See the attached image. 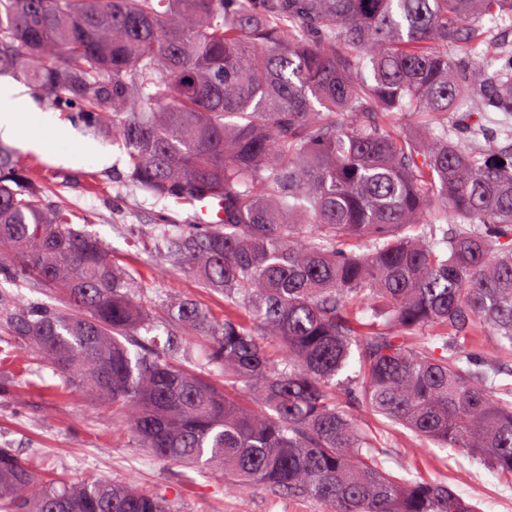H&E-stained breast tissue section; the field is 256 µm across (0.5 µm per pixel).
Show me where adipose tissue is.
I'll return each mask as SVG.
<instances>
[{"label":"adipose tissue","mask_w":512,"mask_h":512,"mask_svg":"<svg viewBox=\"0 0 512 512\" xmlns=\"http://www.w3.org/2000/svg\"><path fill=\"white\" fill-rule=\"evenodd\" d=\"M33 127L51 131L60 141V161L76 165L83 163L88 150L73 148L74 132L58 122L52 112L36 109L24 88L0 84V139L20 140L25 128Z\"/></svg>","instance_id":"ef3b65f1"}]
</instances>
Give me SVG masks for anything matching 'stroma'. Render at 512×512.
I'll list each match as a JSON object with an SVG mask.
<instances>
[{
	"mask_svg": "<svg viewBox=\"0 0 512 512\" xmlns=\"http://www.w3.org/2000/svg\"><path fill=\"white\" fill-rule=\"evenodd\" d=\"M58 116L95 148L99 158L77 166L60 163L53 156L57 143L49 131L40 134L41 151L21 148V156L33 164V186L45 204L67 206L75 228L96 235L133 273L145 301L189 298L213 317L223 318V295L161 260L154 249L158 226L192 220L193 206L156 199L124 181V166L111 135L100 133L78 111L62 110ZM9 293V299L0 302V446L15 449L38 474L74 482L109 478L143 491H162L176 512H323L313 499L275 496L261 489L246 492L216 472L177 481L174 466L137 447L111 408L72 390H54L56 376L12 336L6 322L11 298L54 307L60 306V299L25 287L10 288ZM357 420L387 448L388 470L448 483L459 496L477 503L480 512H512V484L496 471L432 442L407 437L371 415L358 414Z\"/></svg>",
	"mask_w": 512,
	"mask_h": 512,
	"instance_id": "1",
	"label": "stroma"
}]
</instances>
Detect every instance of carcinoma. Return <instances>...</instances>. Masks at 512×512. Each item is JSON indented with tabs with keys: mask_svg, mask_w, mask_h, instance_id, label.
<instances>
[{
	"mask_svg": "<svg viewBox=\"0 0 512 512\" xmlns=\"http://www.w3.org/2000/svg\"><path fill=\"white\" fill-rule=\"evenodd\" d=\"M486 17L511 23L512 0H0V76L112 133L153 197L223 202L222 223L155 240L228 307L172 303L157 334L139 282L0 145V294L68 303L19 305L12 333L173 466L325 512H478L387 470L353 410L512 478V387L463 350L486 327L512 352V144L467 148L448 124L463 98L512 112V66L491 69L512 43ZM175 328L206 338L226 390L175 365ZM0 512L175 510L0 447Z\"/></svg>",
	"mask_w": 512,
	"mask_h": 512,
	"instance_id": "cac0c4a2",
	"label": "carcinoma"
}]
</instances>
